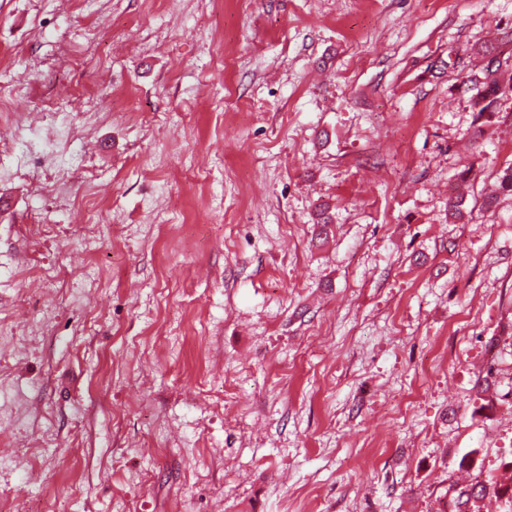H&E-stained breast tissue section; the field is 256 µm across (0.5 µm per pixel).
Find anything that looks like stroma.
I'll return each instance as SVG.
<instances>
[{
    "label": "stroma",
    "mask_w": 512,
    "mask_h": 512,
    "mask_svg": "<svg viewBox=\"0 0 512 512\" xmlns=\"http://www.w3.org/2000/svg\"><path fill=\"white\" fill-rule=\"evenodd\" d=\"M103 2L0 0V505L437 512L504 475L512 89L473 96L512 0ZM485 76V82H483V89L478 90L476 96L473 99V105L477 108V112H492L494 100L497 92L499 91V84L494 77L496 70H489Z\"/></svg>",
    "instance_id": "35a3bbf8"
}]
</instances>
